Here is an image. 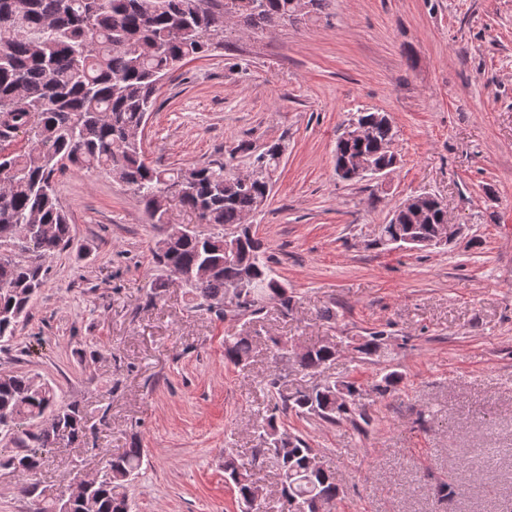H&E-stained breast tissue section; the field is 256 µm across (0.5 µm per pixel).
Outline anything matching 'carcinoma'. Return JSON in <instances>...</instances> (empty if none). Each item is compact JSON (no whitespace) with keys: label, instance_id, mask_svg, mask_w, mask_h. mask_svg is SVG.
Returning <instances> with one entry per match:
<instances>
[{"label":"carcinoma","instance_id":"1","mask_svg":"<svg viewBox=\"0 0 512 512\" xmlns=\"http://www.w3.org/2000/svg\"><path fill=\"white\" fill-rule=\"evenodd\" d=\"M299 0H0V343L10 342L45 279V262L72 240L68 211L54 190L55 173L66 168L106 172L139 196L153 224L169 223L171 203L189 209L198 224L215 231H191L175 240L159 239L155 264L177 277L202 264L210 274L202 281L180 279L195 308L219 316H254L268 305L282 314L293 296L272 274L269 257L255 237H245L236 253L224 250V233L261 211L272 192L285 147L271 143L255 155L241 143L235 151L259 161L260 172L242 186L233 168L213 160L191 168L158 167L143 158L138 133L155 107L158 83L190 62L224 48V13L241 18L248 29L290 21ZM356 120L369 135L336 141L335 166L362 156L376 167L390 166L395 137L388 115L363 111ZM22 135L24 152L4 143ZM448 223L444 205L429 199L423 218L405 212L398 223L385 224L381 239L420 241L418 248ZM350 344L365 355L384 346V333L353 337ZM252 337H224V359L247 365ZM338 350L319 344L298 356V366L314 371L336 360ZM402 376L391 371L373 384L380 395L394 393ZM268 387L277 396L258 428L260 447L252 463L272 459L281 476L287 505L306 512L336 502V474L314 468L317 457L308 441L285 428L280 415L314 416L329 424L355 421L365 390L355 379L326 381L307 390L285 393L280 379ZM89 412L62 403L53 386L37 374L0 373V467L27 479L40 468L57 440L81 442ZM144 449L135 442L110 456L99 478L81 481L68 495L48 498L27 481L22 493L37 498L36 512H130L128 487L142 467ZM224 473L239 502L258 488L250 469L224 457Z\"/></svg>","mask_w":512,"mask_h":512}]
</instances>
